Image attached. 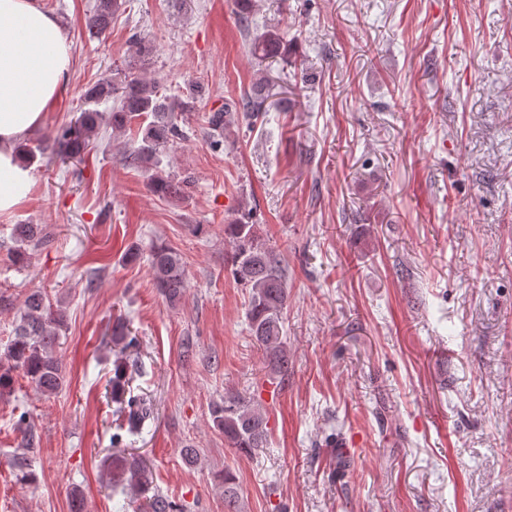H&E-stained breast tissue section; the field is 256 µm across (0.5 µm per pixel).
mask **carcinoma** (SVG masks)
I'll return each mask as SVG.
<instances>
[{
  "label": "carcinoma",
  "instance_id": "carcinoma-1",
  "mask_svg": "<svg viewBox=\"0 0 512 512\" xmlns=\"http://www.w3.org/2000/svg\"><path fill=\"white\" fill-rule=\"evenodd\" d=\"M120 0H99L97 12L89 23V33L99 37L111 26L114 15L120 11ZM251 54L261 60L279 58L288 60L290 43L278 28L271 27L254 37ZM202 91L194 85L189 88L188 100L179 95H164L160 84L131 74L122 79H102L89 87L85 94L86 107L81 109L74 123L57 129L54 136L56 154L64 159L83 160L85 153L96 147L95 140L104 124L115 132H122L143 116L152 120L137 129V144L128 146L124 159L132 166L153 169V190L174 197L183 193L185 181L160 170L161 156L177 140L186 137L179 125L178 113L189 110L190 101ZM119 104L105 112L99 106L112 99ZM244 112L248 118H258L264 111L262 90L257 88L241 101V105L224 104V108L209 116L211 131L218 134L228 128ZM14 239L21 248L14 253L20 265L28 263L27 247L39 244L42 229L37 224H17ZM224 237L233 245L232 274L244 288L249 289L247 309L248 328L254 341L266 353L270 374L285 380L288 377V346L282 336L284 313L288 301L286 272L280 254L262 241L251 221V210L238 211L232 222L224 225ZM150 265L155 288L172 306L183 298L188 287L181 256L168 246H157L150 253ZM64 327V315L46 303L40 291L31 292L23 303V311L14 329L13 339L0 357V396L11 393L14 373L23 372L42 393L51 396L63 387L61 366L55 355L56 341ZM118 353L125 354L138 345L129 326L117 319L109 336ZM108 393L117 404L118 424L112 434V444L122 441V433L131 436L142 432L153 416L151 402L131 394L127 362L120 360L108 381ZM214 428L224 433V440L239 455L250 457L268 445L269 427L266 412L260 405L240 395L224 394V402L211 408ZM106 478L116 490L130 491L142 499L144 512H175V504L154 484L152 471L137 455L123 449L112 451L103 460ZM224 502H238L236 476L229 470L221 475Z\"/></svg>",
  "mask_w": 512,
  "mask_h": 512
}]
</instances>
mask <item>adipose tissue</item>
I'll list each match as a JSON object with an SVG mask.
<instances>
[{
  "mask_svg": "<svg viewBox=\"0 0 512 512\" xmlns=\"http://www.w3.org/2000/svg\"><path fill=\"white\" fill-rule=\"evenodd\" d=\"M71 59L61 23L35 0H0V215L30 192L27 138L65 92Z\"/></svg>",
  "mask_w": 512,
  "mask_h": 512,
  "instance_id": "1",
  "label": "adipose tissue"
}]
</instances>
